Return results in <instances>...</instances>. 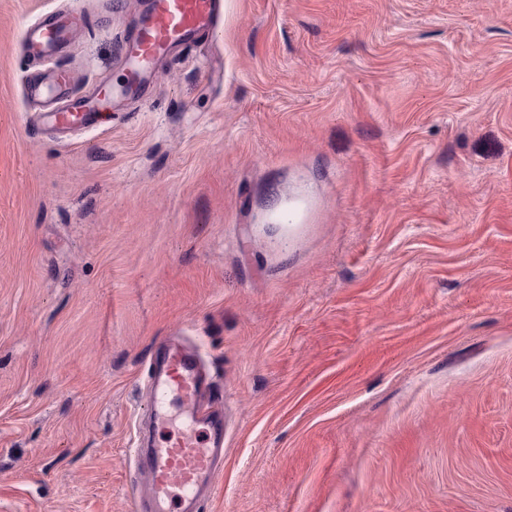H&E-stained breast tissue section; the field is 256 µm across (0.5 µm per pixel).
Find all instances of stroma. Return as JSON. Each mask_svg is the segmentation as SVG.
<instances>
[{"mask_svg":"<svg viewBox=\"0 0 512 512\" xmlns=\"http://www.w3.org/2000/svg\"><path fill=\"white\" fill-rule=\"evenodd\" d=\"M92 129L45 68L116 61L141 0H0V512H133L146 367L224 394L208 512H512V0H224ZM81 23L82 19L66 13L47 15L38 24L24 27V48L33 56H48L67 44Z\"/></svg>","mask_w":512,"mask_h":512,"instance_id":"obj_1","label":"stroma"}]
</instances>
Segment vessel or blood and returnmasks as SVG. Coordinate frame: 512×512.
I'll return each mask as SVG.
<instances>
[{
	"label": "vessel or blood",
	"mask_w": 512,
	"mask_h": 512,
	"mask_svg": "<svg viewBox=\"0 0 512 512\" xmlns=\"http://www.w3.org/2000/svg\"><path fill=\"white\" fill-rule=\"evenodd\" d=\"M223 0H153L152 10L137 35L124 46L125 80L120 85L98 83L91 92L73 90L69 76L52 74L49 82L28 87L30 97L53 93L64 103L50 112L52 124L88 125L95 114L111 111L119 100H133L157 75L158 61L196 37L217 34ZM79 18L56 13L24 27L27 53L50 55L67 44ZM151 398L147 409L158 430H171L136 455L135 512H203L215 494V478L224 461L222 394L202 367L198 351L169 344L149 361Z\"/></svg>",
	"instance_id": "vessel-or-blood-1"
}]
</instances>
